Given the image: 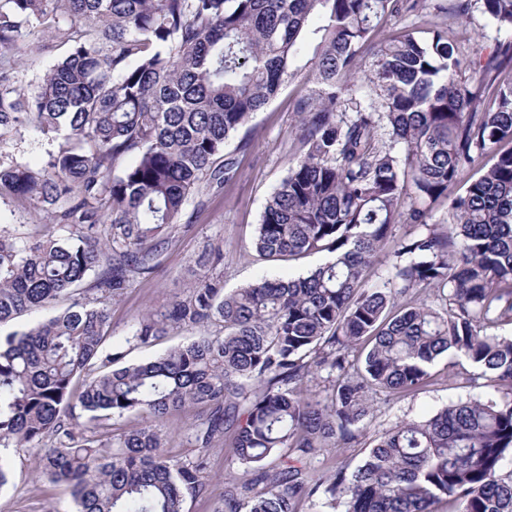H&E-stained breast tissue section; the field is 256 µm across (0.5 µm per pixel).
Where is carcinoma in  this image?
Wrapping results in <instances>:
<instances>
[{"mask_svg": "<svg viewBox=\"0 0 512 512\" xmlns=\"http://www.w3.org/2000/svg\"><path fill=\"white\" fill-rule=\"evenodd\" d=\"M512 30V0H481ZM427 0H0V145L22 128L57 143L38 168L0 151V198L54 216L32 244L0 229V324L68 305L0 339V448L70 489L76 512H184L207 489L205 451L228 441L251 483L214 512H298L322 494L341 512H512V41L466 65L446 28L405 29L376 52L378 101L355 102L354 79L380 21ZM43 33L46 44L26 45ZM55 62L29 92L23 49ZM299 157L266 201L254 239L276 260L324 254L295 278H262L230 294L213 273L137 319L126 342L218 322L154 358L119 365L107 347L110 304L155 270L189 199L238 174L226 143L288 82ZM355 104L353 114L347 108ZM496 161L474 180L467 169ZM132 163L120 169L126 158ZM450 199L453 223L423 203ZM384 280L367 270L400 221ZM448 290L438 311L416 290ZM362 347V361L350 359ZM469 363L470 384L498 399L450 403L385 431L352 471L314 461L364 431L373 395L430 384L435 361ZM323 377V401L301 384ZM196 412L193 459L164 450L154 421ZM152 422L114 432L112 421Z\"/></svg>", "mask_w": 512, "mask_h": 512, "instance_id": "carcinoma-1", "label": "carcinoma"}]
</instances>
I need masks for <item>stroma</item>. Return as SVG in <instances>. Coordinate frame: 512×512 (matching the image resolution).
Wrapping results in <instances>:
<instances>
[{
	"instance_id": "1",
	"label": "stroma",
	"mask_w": 512,
	"mask_h": 512,
	"mask_svg": "<svg viewBox=\"0 0 512 512\" xmlns=\"http://www.w3.org/2000/svg\"><path fill=\"white\" fill-rule=\"evenodd\" d=\"M426 17L406 14L386 18L382 34L407 28L426 30L428 24L448 28L457 55L465 60L487 63L499 42L512 40V30L498 25L484 13L481 0H471L467 20H457L453 0H432ZM309 83L296 79L272 102L257 113L250 123L251 143L239 150L237 140H230L228 152L239 162V173L222 191L189 200L185 213L191 222L177 241L165 250L154 273L137 279L123 296L112 304V340L124 352L125 362H140L187 342L192 330L175 328L153 344L132 347L125 339L131 336L135 321L148 309L184 296L187 289L207 272L198 257L208 244L220 245L224 251V290L232 292L260 277L288 279L305 274L320 258L307 255L296 259L271 261L254 249L256 227L266 201L277 188L294 161L295 148L291 131L295 125L294 103L308 94ZM50 219L34 212L24 201L0 199V225L24 240L43 237ZM471 367L463 363L449 366L439 358L432 368L436 380L423 390L402 396L378 393L374 397V415L366 431L359 433L348 447L321 456L319 469L328 471L339 465L355 468L383 432L403 420L429 416L449 402L468 398L492 397L493 389L482 385L464 386L463 379ZM209 489L206 493H186L184 512H213L214 503L224 492L227 480L244 479V469L227 448L216 447L208 453ZM12 473V482L0 490V512H74L75 507L66 485L39 476L32 468L30 456L11 450L0 452Z\"/></svg>"
}]
</instances>
